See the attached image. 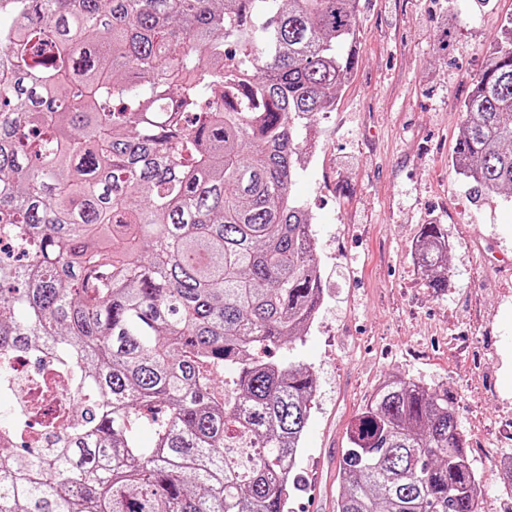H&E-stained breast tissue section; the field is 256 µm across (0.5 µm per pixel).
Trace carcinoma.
Returning <instances> with one entry per match:
<instances>
[{"instance_id":"obj_1","label":"carcinoma","mask_w":512,"mask_h":512,"mask_svg":"<svg viewBox=\"0 0 512 512\" xmlns=\"http://www.w3.org/2000/svg\"><path fill=\"white\" fill-rule=\"evenodd\" d=\"M358 5L0 0V358L47 354L90 396L0 458V512H286L316 383L266 354L323 300L293 187ZM503 31L453 159L475 193L512 191ZM447 252L424 225L436 290ZM348 442L336 512H477L448 395L390 379Z\"/></svg>"}]
</instances>
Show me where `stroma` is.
Instances as JSON below:
<instances>
[{"mask_svg":"<svg viewBox=\"0 0 512 512\" xmlns=\"http://www.w3.org/2000/svg\"><path fill=\"white\" fill-rule=\"evenodd\" d=\"M512 0H361L359 62L316 118L293 187L312 218L324 301L289 355L317 391L288 512H335L359 412L388 379L447 394L479 512H512V195L471 193L452 160L462 105ZM448 241L436 291L414 254L423 225Z\"/></svg>","mask_w":512,"mask_h":512,"instance_id":"obj_1","label":"stroma"}]
</instances>
